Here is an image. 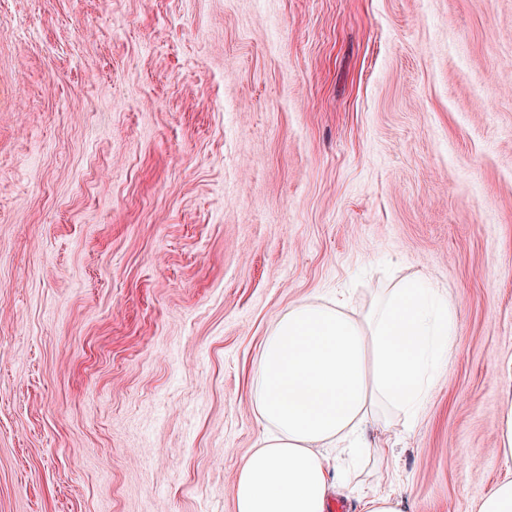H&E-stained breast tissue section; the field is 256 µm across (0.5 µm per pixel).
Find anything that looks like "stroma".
<instances>
[{
    "label": "stroma",
    "mask_w": 512,
    "mask_h": 512,
    "mask_svg": "<svg viewBox=\"0 0 512 512\" xmlns=\"http://www.w3.org/2000/svg\"><path fill=\"white\" fill-rule=\"evenodd\" d=\"M414 279L452 350L342 512L512 477V0H0V512H234L278 316ZM499 448L506 462L512 460V403L508 402L498 423ZM400 494L374 490L361 499L360 512H402Z\"/></svg>",
    "instance_id": "1"
}]
</instances>
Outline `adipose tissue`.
<instances>
[{"label":"adipose tissue","instance_id":"ef3b65f1","mask_svg":"<svg viewBox=\"0 0 512 512\" xmlns=\"http://www.w3.org/2000/svg\"><path fill=\"white\" fill-rule=\"evenodd\" d=\"M447 297L420 283L387 289L364 318L344 300L289 305L268 331L250 397L265 431L234 479V512H327L323 449L361 448L387 412L416 419L450 353Z\"/></svg>","mask_w":512,"mask_h":512}]
</instances>
